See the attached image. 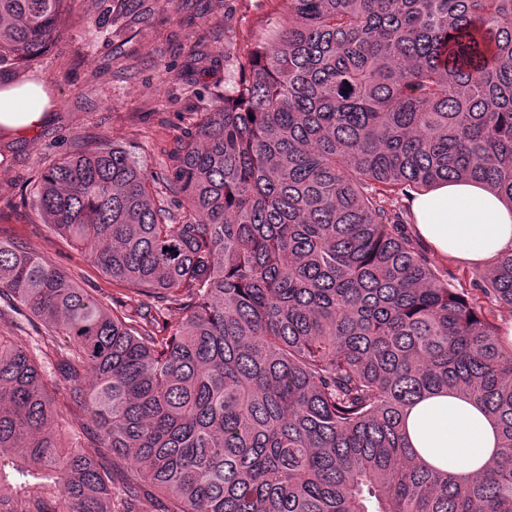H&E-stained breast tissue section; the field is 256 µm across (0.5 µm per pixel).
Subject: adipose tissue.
Returning <instances> with one entry per match:
<instances>
[{"label":"adipose tissue","mask_w":512,"mask_h":512,"mask_svg":"<svg viewBox=\"0 0 512 512\" xmlns=\"http://www.w3.org/2000/svg\"><path fill=\"white\" fill-rule=\"evenodd\" d=\"M50 99L42 84L0 88V131L26 134L43 125ZM410 211L419 240L435 253L460 263L486 266L512 252V208L483 184L451 180L413 195ZM405 430L426 463L465 473L493 457L497 433L474 403L453 393L428 396L409 409Z\"/></svg>","instance_id":"ef3b65f1"}]
</instances>
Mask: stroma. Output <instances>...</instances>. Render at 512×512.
Masks as SVG:
<instances>
[{"label":"stroma","mask_w":512,"mask_h":512,"mask_svg":"<svg viewBox=\"0 0 512 512\" xmlns=\"http://www.w3.org/2000/svg\"><path fill=\"white\" fill-rule=\"evenodd\" d=\"M110 3L70 0L60 39L38 61L0 78L41 80L53 101L35 131L0 133V236L38 248L107 305L111 282L27 204L32 180L52 161L105 142L130 150L152 175L166 173L193 112L237 76L224 55L225 27L254 26L268 8L266 0H148L145 18L115 36L93 26ZM201 39L215 58L206 68L190 57ZM169 71L179 80L166 79Z\"/></svg>","instance_id":"obj_1"}]
</instances>
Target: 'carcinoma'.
<instances>
[{"label": "carcinoma", "instance_id": "cac0c4a2", "mask_svg": "<svg viewBox=\"0 0 512 512\" xmlns=\"http://www.w3.org/2000/svg\"><path fill=\"white\" fill-rule=\"evenodd\" d=\"M66 2L0 0V72L46 52ZM282 2L224 32L238 79L163 177L180 212L112 144L37 176L32 208L139 310L0 237V301L45 328L0 334V512H512V252L450 288L395 206L448 179L512 206V0ZM448 390L497 430L479 472L406 436Z\"/></svg>", "mask_w": 512, "mask_h": 512}]
</instances>
